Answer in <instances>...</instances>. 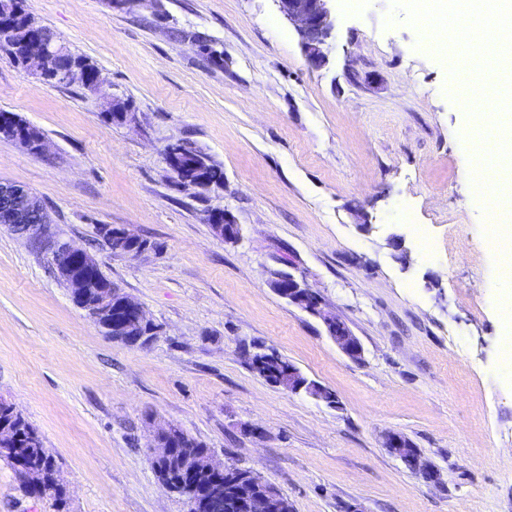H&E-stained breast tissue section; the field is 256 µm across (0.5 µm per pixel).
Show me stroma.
Wrapping results in <instances>:
<instances>
[{"mask_svg":"<svg viewBox=\"0 0 512 512\" xmlns=\"http://www.w3.org/2000/svg\"><path fill=\"white\" fill-rule=\"evenodd\" d=\"M92 92L25 74L0 51V110L44 135L0 138V181L33 192L50 235L93 254L160 327L107 336L48 252L0 227V401L55 460L66 512H186L159 481L153 432L173 426L249 467L292 512H512V361L503 351L493 188L474 185L471 116L427 29L391 0H336L328 62L310 68L274 0H25ZM132 117H104L107 97ZM224 171L182 185L168 144ZM221 208L235 242L207 221ZM144 238L112 252L99 225ZM318 293L363 346L279 297L274 271ZM276 350L333 393L328 406L267 382L245 352ZM405 436L428 483L384 446ZM0 512H56L0 460ZM192 143H183V149L186 153L193 155L196 157L198 163L204 169V174L206 175L207 182L205 184L206 189L210 186L219 187L224 182V171L223 169L213 163L211 159L203 153L201 150L192 146Z\"/></svg>","mask_w":512,"mask_h":512,"instance_id":"stroma-1","label":"stroma"}]
</instances>
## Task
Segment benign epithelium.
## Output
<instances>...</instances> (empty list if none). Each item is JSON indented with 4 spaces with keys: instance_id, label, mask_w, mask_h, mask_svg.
<instances>
[{
    "instance_id": "7a95c632",
    "label": "benign epithelium",
    "mask_w": 512,
    "mask_h": 512,
    "mask_svg": "<svg viewBox=\"0 0 512 512\" xmlns=\"http://www.w3.org/2000/svg\"><path fill=\"white\" fill-rule=\"evenodd\" d=\"M278 10L290 20L300 39L301 49L308 64L320 68L326 64L328 39L334 30V0H275ZM19 15H0V35L14 42L21 38L29 46V54L24 63L25 72L41 75L49 68L56 70L62 83L67 85L87 84V89L95 91L101 87L99 74H94L91 82H86L83 71L75 65L61 64L65 50L55 43L45 30L26 21L17 25ZM164 160L174 177L188 187L200 188L204 177L200 172H188L189 164L181 157L180 143H172L164 149ZM49 216L45 207L35 202V196L26 188L14 183L0 182V226L8 228L14 235L27 239L30 243L46 247L51 257L56 259L57 275L67 284L73 301L95 320L107 314L110 324L126 336H142L155 327L143 307L125 295L118 302L108 296L89 303L88 288L92 278L84 270L97 260L84 249L69 240L47 237ZM99 232L112 251L128 256L139 252L126 248L138 237L127 229H115L103 224ZM271 288L288 303L322 319L326 332L338 348L350 359L359 360L363 348L348 326L337 317L325 312L318 295L289 272L277 271L270 281ZM384 447L398 458L410 471L421 474L430 482H437L440 475L436 469L424 462L417 449L402 435L391 433L385 437ZM205 469L210 480L201 489L190 493L193 508L188 512H211L222 505L228 512H280L278 498L268 492L261 480L247 481L240 467L219 463L210 453L201 460L193 456L182 458L181 471L190 475Z\"/></svg>"
}]
</instances>
